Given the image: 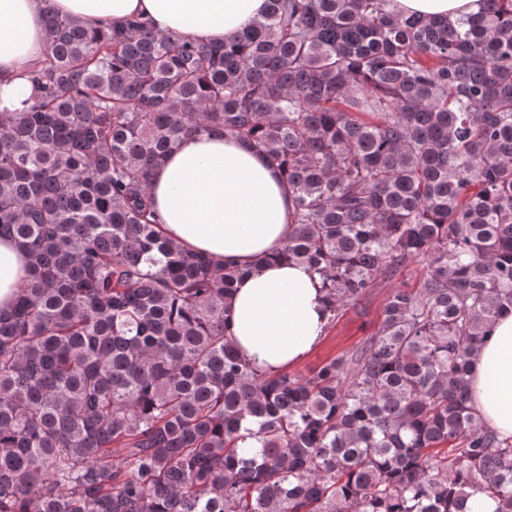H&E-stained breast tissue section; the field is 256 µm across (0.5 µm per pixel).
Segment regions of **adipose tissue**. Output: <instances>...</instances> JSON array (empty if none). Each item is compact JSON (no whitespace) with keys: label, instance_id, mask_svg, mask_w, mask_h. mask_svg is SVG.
<instances>
[{"label":"adipose tissue","instance_id":"1","mask_svg":"<svg viewBox=\"0 0 512 512\" xmlns=\"http://www.w3.org/2000/svg\"><path fill=\"white\" fill-rule=\"evenodd\" d=\"M267 0H0V112L22 110L33 92L32 65L47 49L43 24L54 11L99 26L149 18L160 31L222 42L251 27ZM404 16L456 20L483 0H393ZM151 197L164 235L213 260L246 268L229 308L233 340L256 367L278 373L321 343L328 311L319 277L307 265L274 262L288 238L294 198L268 159L217 131L182 140L157 169ZM28 258L0 238V311H9L27 277ZM471 402L512 437V309L503 311L472 359Z\"/></svg>","mask_w":512,"mask_h":512}]
</instances>
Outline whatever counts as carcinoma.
I'll return each mask as SVG.
<instances>
[{"label": "carcinoma", "mask_w": 512, "mask_h": 512, "mask_svg": "<svg viewBox=\"0 0 512 512\" xmlns=\"http://www.w3.org/2000/svg\"><path fill=\"white\" fill-rule=\"evenodd\" d=\"M268 0L217 45L45 15L38 95L0 112V512H512V440L470 405L512 308V0ZM264 154L296 208L277 258L329 323L417 263L378 329L307 375L230 339L244 268L168 240L150 195L182 138ZM393 5L403 16L442 17L454 21L462 15L479 14L483 0H393ZM28 258L11 238H0V311L10 310L27 277Z\"/></svg>", "instance_id": "1"}]
</instances>
